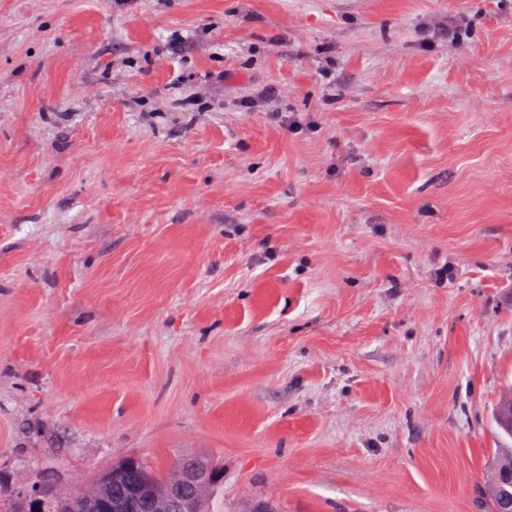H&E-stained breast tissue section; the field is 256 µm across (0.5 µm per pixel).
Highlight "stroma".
<instances>
[{
  "label": "stroma",
  "instance_id": "stroma-1",
  "mask_svg": "<svg viewBox=\"0 0 512 512\" xmlns=\"http://www.w3.org/2000/svg\"><path fill=\"white\" fill-rule=\"evenodd\" d=\"M511 388L512 0H0V512H477ZM201 458L208 461L215 470L221 472V468L205 456L188 457L180 476L162 496H154L137 485H128V488L132 492L143 493V496L151 499L155 508L154 512H198L200 510V487L206 480H214L217 477L214 469ZM181 459L175 462L172 470H168L164 473L147 460L140 458L136 476L138 479H144L146 482L154 484L155 486H163L173 477ZM110 473L112 468L98 473L91 482L79 485L69 495L59 496L49 486L43 487L40 493L48 499L51 512H152L145 506V502L134 497L122 499L126 503L125 508L117 509L116 501H112V483L106 484L103 481ZM94 494H98V497L94 498Z\"/></svg>",
  "mask_w": 512,
  "mask_h": 512
}]
</instances>
